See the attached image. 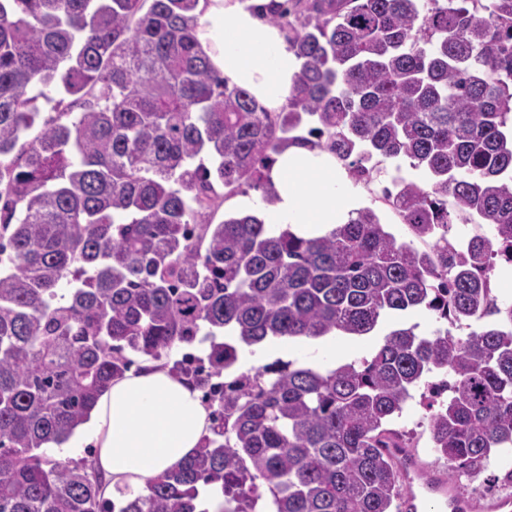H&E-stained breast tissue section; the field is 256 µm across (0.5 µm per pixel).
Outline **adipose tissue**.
Instances as JSON below:
<instances>
[{
  "mask_svg": "<svg viewBox=\"0 0 512 512\" xmlns=\"http://www.w3.org/2000/svg\"><path fill=\"white\" fill-rule=\"evenodd\" d=\"M270 0H200L198 39L228 85L247 89L269 111L280 110L292 90L299 62L280 29L265 16ZM274 205L269 224L324 235L349 221L361 205L330 154L290 146L271 169ZM211 425L199 392L160 364L125 373L105 390L87 429L94 466L105 477L104 498L135 492L195 454Z\"/></svg>",
  "mask_w": 512,
  "mask_h": 512,
  "instance_id": "ef3b65f1",
  "label": "adipose tissue"
}]
</instances>
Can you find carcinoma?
I'll list each match as a JSON object with an SVG mask.
<instances>
[{
  "mask_svg": "<svg viewBox=\"0 0 512 512\" xmlns=\"http://www.w3.org/2000/svg\"><path fill=\"white\" fill-rule=\"evenodd\" d=\"M198 4L0 0V512H196L200 482L222 512H402L384 449L414 447L390 424L435 374L451 384L428 405L432 448L448 476L481 473L512 447V303L492 288L512 265V0H279L268 20L300 67L278 112L213 67ZM293 144L367 183L374 158L424 169L427 188L382 189L411 239L370 207L309 238L206 220L219 185L273 204ZM415 309L448 328H394L333 368L234 371L243 346L368 336ZM204 325L208 353L173 371L203 392L209 433L117 511L94 466L43 448L88 420L127 353L160 362Z\"/></svg>",
  "mask_w": 512,
  "mask_h": 512,
  "instance_id": "carcinoma-1",
  "label": "carcinoma"
}]
</instances>
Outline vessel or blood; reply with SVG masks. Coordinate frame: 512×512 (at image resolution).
Returning <instances> with one entry per match:
<instances>
[{"label": "vessel or blood", "instance_id": "1", "mask_svg": "<svg viewBox=\"0 0 512 512\" xmlns=\"http://www.w3.org/2000/svg\"><path fill=\"white\" fill-rule=\"evenodd\" d=\"M405 512H474L475 503L459 497L445 475L424 470L416 458L400 456Z\"/></svg>", "mask_w": 512, "mask_h": 512}]
</instances>
